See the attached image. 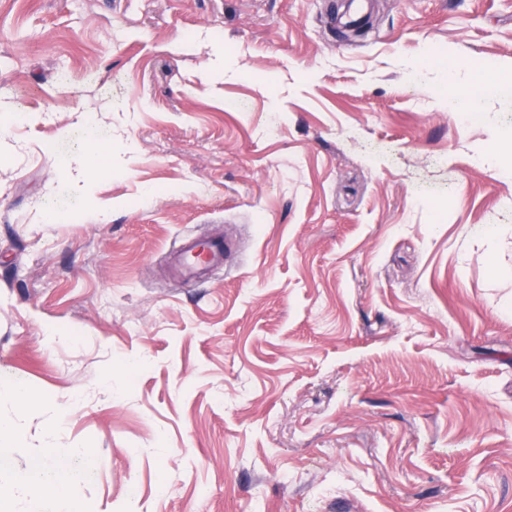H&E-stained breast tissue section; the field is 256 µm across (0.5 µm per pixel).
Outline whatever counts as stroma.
<instances>
[{
  "label": "stroma",
  "instance_id": "35a3bbf8",
  "mask_svg": "<svg viewBox=\"0 0 512 512\" xmlns=\"http://www.w3.org/2000/svg\"><path fill=\"white\" fill-rule=\"evenodd\" d=\"M328 8L0 0V475L82 470L79 512H512V237L478 232L512 226V0H378L363 38ZM187 235L229 270L182 285Z\"/></svg>",
  "mask_w": 512,
  "mask_h": 512
}]
</instances>
